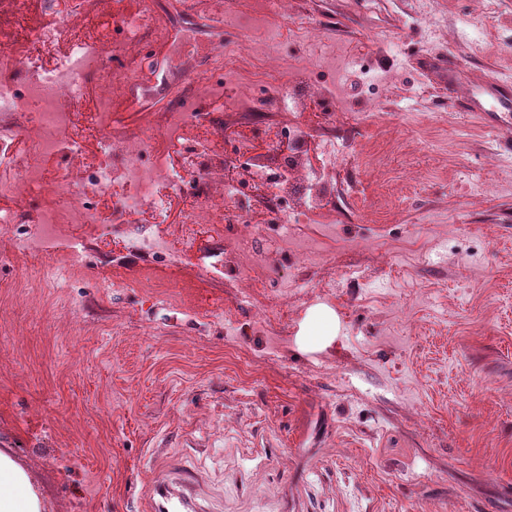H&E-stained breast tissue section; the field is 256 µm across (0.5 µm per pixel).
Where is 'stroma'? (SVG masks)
Wrapping results in <instances>:
<instances>
[{
	"label": "stroma",
	"mask_w": 512,
	"mask_h": 512,
	"mask_svg": "<svg viewBox=\"0 0 512 512\" xmlns=\"http://www.w3.org/2000/svg\"><path fill=\"white\" fill-rule=\"evenodd\" d=\"M306 44L271 49L286 79L300 57L342 88L362 149L344 175L375 183L374 156L395 204L336 227L324 264L358 270L334 304L293 289L276 362L256 328L265 312L236 306L186 268V306L104 287L117 260L83 253L65 288L15 293L21 271L0 241V448L44 492L45 512H512V115L498 128L448 108V84L424 59L512 79V0H312ZM357 49L397 86L385 106L353 96L359 66L317 69ZM237 308L224 321L194 302ZM334 314L331 335L312 315ZM254 361L246 370V361Z\"/></svg>",
	"instance_id": "35a3bbf8"
}]
</instances>
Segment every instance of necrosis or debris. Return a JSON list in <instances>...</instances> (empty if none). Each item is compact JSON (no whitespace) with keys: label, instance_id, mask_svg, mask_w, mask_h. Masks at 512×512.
Returning a JSON list of instances; mask_svg holds the SVG:
<instances>
[{"label":"necrosis or debris","instance_id":"4bbe7bcc","mask_svg":"<svg viewBox=\"0 0 512 512\" xmlns=\"http://www.w3.org/2000/svg\"><path fill=\"white\" fill-rule=\"evenodd\" d=\"M55 24L33 23L27 0H0V23L9 22L0 43V195L13 205L0 209V237L26 259L16 282L41 286L55 272L73 274L77 257L90 243L111 238L120 255L162 256L170 269L193 258L207 282L235 287L236 276L252 281L248 306H276L265 289L274 270V250L260 249L266 224L295 244L309 266L313 246L297 229L302 224H337L358 216L357 191L343 178L351 154L334 130L348 125L328 92L304 72L277 92L253 97L240 80L275 83L264 63L265 32L304 38L311 16L288 10V0H263L265 17L240 10L239 0H217L218 15L237 31V40L203 41L182 0H129L119 17V39L82 36V20L111 11L112 0H42ZM152 37L166 44L175 62L182 95L176 108L145 112L137 130L114 122L115 98L132 103L145 89L140 43ZM24 45L15 53L14 45ZM100 86L85 101L87 83ZM212 107L202 111L200 100ZM262 116L278 134L256 152L247 136L237 142L238 161L225 160L214 144L224 133L225 113ZM289 141L282 151L281 141ZM181 219L170 224L173 201ZM266 224H254L256 213ZM253 224L249 238L226 237L228 224ZM209 249H200V241ZM111 288H132L145 297L181 299V283L151 270L113 276Z\"/></svg>","mask_w":512,"mask_h":512}]
</instances>
